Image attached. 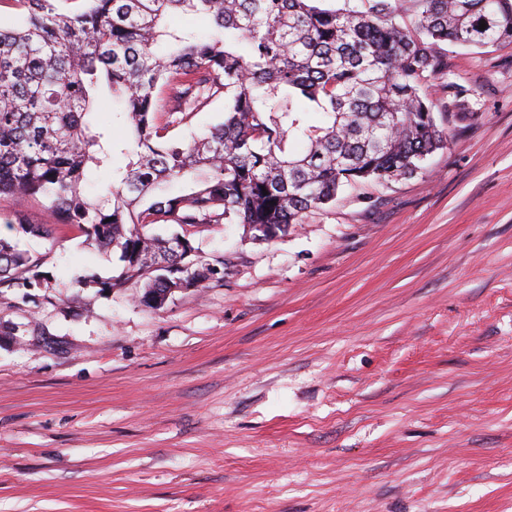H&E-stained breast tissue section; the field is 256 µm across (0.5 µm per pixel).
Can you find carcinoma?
<instances>
[{"label": "carcinoma", "mask_w": 512, "mask_h": 512, "mask_svg": "<svg viewBox=\"0 0 512 512\" xmlns=\"http://www.w3.org/2000/svg\"><path fill=\"white\" fill-rule=\"evenodd\" d=\"M16 2L24 12L0 27V196H44L56 223L119 253L120 274L99 287L142 281L146 304L172 271L200 283L222 273L148 226L265 224L280 236L356 183L414 177L448 144L428 93L448 72L444 45L512 44V0ZM178 12L209 17L219 35L167 24ZM444 88L446 107L465 110L463 89ZM104 89L123 106L119 136L92 119ZM217 98L224 119L204 136L170 135ZM3 221L52 234L21 211ZM42 265L0 238V288L49 287Z\"/></svg>", "instance_id": "carcinoma-1"}]
</instances>
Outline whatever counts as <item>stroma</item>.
I'll return each instance as SVG.
<instances>
[{
  "instance_id": "35a3bbf8",
  "label": "stroma",
  "mask_w": 512,
  "mask_h": 512,
  "mask_svg": "<svg viewBox=\"0 0 512 512\" xmlns=\"http://www.w3.org/2000/svg\"><path fill=\"white\" fill-rule=\"evenodd\" d=\"M469 115L419 174L287 235L186 234L157 306L55 223L0 288V512H512V44L451 46ZM42 265L40 257L20 249L17 242L0 238V288L49 287Z\"/></svg>"
}]
</instances>
